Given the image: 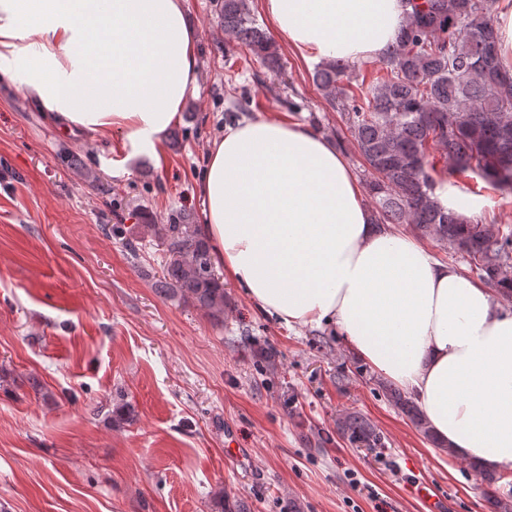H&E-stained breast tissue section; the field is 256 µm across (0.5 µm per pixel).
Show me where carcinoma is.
<instances>
[{
	"mask_svg": "<svg viewBox=\"0 0 512 512\" xmlns=\"http://www.w3.org/2000/svg\"><path fill=\"white\" fill-rule=\"evenodd\" d=\"M395 43L377 62L372 81L359 80L341 58L318 63L313 81L339 112L346 132L374 179L373 223L408 224L448 246L485 284L512 301V228L483 224L445 210L436 189L473 175L512 192V74L500 63L494 0H405ZM224 33L267 72L281 74L277 46L251 13L249 0H217ZM104 229L133 256L145 236L160 247L163 278L157 292L190 303L216 324L228 305L207 237L192 213L179 210L167 224ZM387 400L431 442L436 438L415 400L380 384ZM339 435L358 447L384 448V434L363 417L337 421Z\"/></svg>",
	"mask_w": 512,
	"mask_h": 512,
	"instance_id": "cac0c4a2",
	"label": "carcinoma"
}]
</instances>
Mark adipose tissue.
Wrapping results in <instances>:
<instances>
[{
    "mask_svg": "<svg viewBox=\"0 0 512 512\" xmlns=\"http://www.w3.org/2000/svg\"><path fill=\"white\" fill-rule=\"evenodd\" d=\"M302 57L378 58L404 0H262ZM184 0H0V79L47 121L123 130L156 150L199 89ZM201 231L256 307L288 326L336 325L372 370L413 392L438 441L477 468L512 469V306L373 224L335 145L301 124L225 127L208 151Z\"/></svg>",
    "mask_w": 512,
    "mask_h": 512,
    "instance_id": "obj_1",
    "label": "adipose tissue"
}]
</instances>
